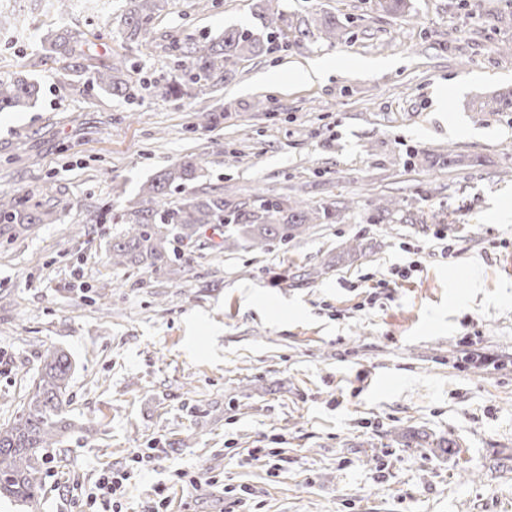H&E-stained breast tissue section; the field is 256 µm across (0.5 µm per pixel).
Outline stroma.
<instances>
[{
	"mask_svg": "<svg viewBox=\"0 0 512 512\" xmlns=\"http://www.w3.org/2000/svg\"><path fill=\"white\" fill-rule=\"evenodd\" d=\"M255 2L169 0L140 43L119 24L125 0L45 12L39 28L87 33L97 63L150 82L126 100L43 58L35 33H0V75L43 86L35 107L0 112V195L29 206L50 181L59 213L0 226V425L46 347L77 364L78 428L48 449L33 512H91L104 468L131 473L124 512L161 495L162 512H512V110L489 106L512 91V0H407L401 17L378 0H273L303 45L171 96L169 42L258 27ZM327 13L345 29L333 43ZM320 58L336 64L325 80H292ZM216 108L221 124L194 128ZM450 148L464 164L433 163ZM185 155L201 175L176 203L260 188L348 207L266 253L213 257L206 227L189 272L113 269V211ZM390 195L413 223L376 222ZM474 331L490 365L462 361Z\"/></svg>",
	"mask_w": 512,
	"mask_h": 512,
	"instance_id": "1",
	"label": "stroma"
}]
</instances>
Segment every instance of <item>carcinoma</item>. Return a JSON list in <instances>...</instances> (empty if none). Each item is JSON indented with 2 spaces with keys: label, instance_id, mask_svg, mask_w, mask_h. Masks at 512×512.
<instances>
[{
  "label": "carcinoma",
  "instance_id": "1",
  "mask_svg": "<svg viewBox=\"0 0 512 512\" xmlns=\"http://www.w3.org/2000/svg\"><path fill=\"white\" fill-rule=\"evenodd\" d=\"M168 0H127L121 17L131 40H145L153 29L156 14ZM261 30L226 28L219 37L204 41L174 40L169 43L171 56L178 65L189 64L190 75L173 74L168 89L172 94H189L190 86H203L216 75L247 56H259L270 51L272 38L278 34L277 18L270 11L258 14ZM321 31L333 43L344 36L336 17L327 15ZM44 57L63 68L78 72L84 68L82 45L88 41L84 33L68 29L49 30L39 37ZM99 89L112 95L131 98L137 90L118 69L105 65L94 72ZM40 88L26 75L0 77V111L29 106L39 95ZM198 163L188 156L161 171L143 185L138 207L120 215L124 228L112 238L107 260L116 267L153 273L172 267L187 268L190 255L175 249L195 241L207 224L224 227L222 241L212 245L215 252L242 245L253 251L265 252L276 244L309 233L318 224H333L339 206L335 202L319 208L305 203L270 199L259 190L257 203L249 208H230L224 197L207 192L195 194L172 206V190L196 179ZM59 220L53 207L37 202L25 209L12 197H0L2 224H54ZM75 364L70 355L55 346L47 347L41 355V369L26 401L13 420L0 425V498L5 497L28 508L34 507L42 489L45 452L62 443L63 437L77 428L66 416L69 386ZM87 433L94 427H78Z\"/></svg>",
  "mask_w": 512,
  "mask_h": 512
}]
</instances>
